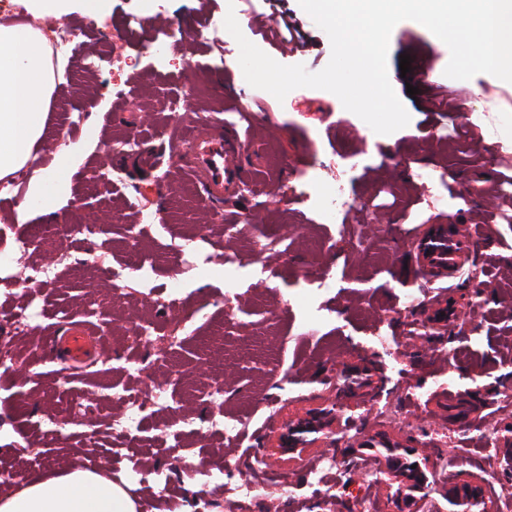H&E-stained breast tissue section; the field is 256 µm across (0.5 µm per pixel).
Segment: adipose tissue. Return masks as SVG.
<instances>
[{
  "instance_id": "1",
  "label": "adipose tissue",
  "mask_w": 512,
  "mask_h": 512,
  "mask_svg": "<svg viewBox=\"0 0 512 512\" xmlns=\"http://www.w3.org/2000/svg\"><path fill=\"white\" fill-rule=\"evenodd\" d=\"M56 80L44 34L0 25V178L26 165L44 131ZM0 512H137L118 483L89 469L34 477L0 497Z\"/></svg>"
}]
</instances>
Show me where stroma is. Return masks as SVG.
<instances>
[{
  "mask_svg": "<svg viewBox=\"0 0 512 512\" xmlns=\"http://www.w3.org/2000/svg\"><path fill=\"white\" fill-rule=\"evenodd\" d=\"M283 2L314 39L304 54L269 46L246 23L243 0H106L103 9L72 0L64 21L85 34L52 62L62 80L38 144L50 155L69 147L70 163L27 174L25 187L34 193L51 175L64 190L53 213L21 225L12 221L21 198L0 194V254L12 257L0 268L12 278L0 284V338L19 350L0 363V473L26 483L37 448L40 475L82 458L107 466L157 510L173 503L181 512H268L266 497L235 490L250 481L269 490L284 479L294 496L278 512H354L362 476L388 467L364 444L384 436L417 446L428 461L429 484L414 512H448L449 488L466 481L512 512V476L496 465L497 450L512 448V223L496 217L501 196L512 192L499 178L502 159L512 158V84L485 73L446 77L448 47L407 20L412 37L390 40L388 74L410 122L392 134L374 133L321 89L297 88L280 101L255 88L231 105L225 79L245 83L239 47L227 31L211 30L227 11L279 63L311 72L328 64L326 33L298 0ZM159 15L177 30L199 16L207 26L159 55L146 41ZM133 16L141 24L128 26ZM415 51L435 57L431 73L401 72V56ZM103 53L110 65L90 73L87 62ZM433 83L466 99L460 123L477 141L426 121L420 107ZM411 86L418 95L408 94ZM196 114L235 125L248 143L245 184L218 212L203 206L177 148L180 128ZM128 138L149 147L152 168L140 166L137 149H113ZM430 169L448 170L451 187L424 179ZM336 181L355 203L342 219L333 215ZM382 188L395 196L387 209L376 205ZM59 224L75 227L62 247L19 250L20 236ZM433 224L466 235L470 276L425 280L416 244ZM140 247L161 263L113 280ZM47 265L52 283L34 297L24 278ZM448 307L457 312L450 322L440 318ZM145 309L160 327L192 314L167 358L128 345ZM23 311L35 313L36 324L19 335L5 316ZM77 324L96 339L85 358L68 365L37 349L42 330ZM116 386L141 399L163 387L176 402L146 415L132 437L106 423L118 409ZM456 398L464 412L449 409ZM52 412L66 422L58 439L37 425ZM311 415L324 422L314 441L293 461L275 456L269 468L257 467L274 436ZM214 418L244 422L240 441L227 442ZM160 425L177 433L179 447L157 444ZM329 448L341 471L323 470ZM131 462L172 479L127 483ZM200 463L210 476L195 474Z\"/></svg>",
  "mask_w": 512,
  "mask_h": 512,
  "instance_id": "35a3bbf8",
  "label": "stroma"
}]
</instances>
